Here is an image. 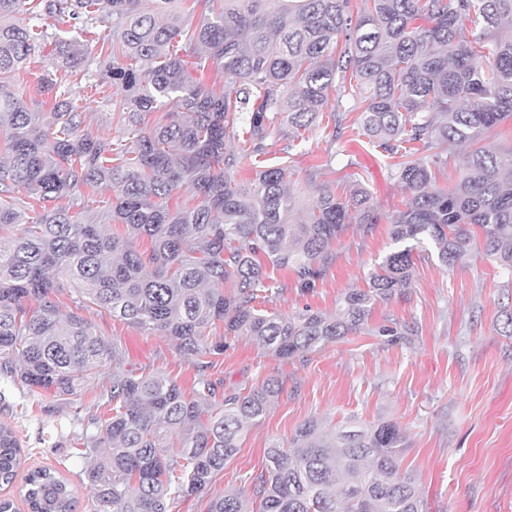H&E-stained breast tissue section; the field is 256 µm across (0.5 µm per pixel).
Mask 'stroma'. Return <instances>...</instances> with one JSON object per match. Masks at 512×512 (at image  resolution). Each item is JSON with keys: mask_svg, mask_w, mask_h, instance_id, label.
Listing matches in <instances>:
<instances>
[{"mask_svg": "<svg viewBox=\"0 0 512 512\" xmlns=\"http://www.w3.org/2000/svg\"><path fill=\"white\" fill-rule=\"evenodd\" d=\"M79 37L92 65L74 89L86 115L84 133L115 137L123 133L112 101L121 85L104 83L94 59L97 36L69 30ZM289 148L293 178L305 195L316 187L340 191L361 181L379 217L371 231L350 227L334 248L336 263L313 291L296 288L293 276L274 268L270 275L283 292L265 303L269 313L291 315L305 308L332 313L340 296L366 285L369 273L394 248L390 217L402 207L405 191L392 159L355 131H345L334 162L323 129L305 141L287 144L270 137L267 155L245 160L242 179L255 169L277 163ZM323 171L308 183L312 166ZM414 277L406 295L378 303L367 331L346 336L309 353L283 360L245 336L220 337L224 352L212 374L225 389H247L270 378L283 387L277 403L247 432L237 455L225 465L207 492L184 498L170 512H206L212 496L235 489L251 495L253 481L265 469L264 452L274 442H288L309 420L329 429L396 423L404 434V459L416 475L425 512H512V269L482 254L447 268L435 248L418 250ZM98 332L120 345L122 369L154 370L191 387L194 360L179 353L164 336L120 321L107 311L86 310ZM415 328L405 338L375 335L382 325ZM107 371L86 381L74 395L53 397L37 390L12 392L0 401V422H8L20 443L21 466L14 483L0 487L17 512H28L21 489L28 471L50 468L66 478L77 500L76 512H99L86 484L84 438L95 431L94 416L107 412Z\"/></svg>", "mask_w": 512, "mask_h": 512, "instance_id": "1", "label": "stroma"}]
</instances>
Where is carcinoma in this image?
Listing matches in <instances>:
<instances>
[{
    "label": "carcinoma",
    "instance_id": "cac0c4a2",
    "mask_svg": "<svg viewBox=\"0 0 512 512\" xmlns=\"http://www.w3.org/2000/svg\"><path fill=\"white\" fill-rule=\"evenodd\" d=\"M177 2L0 0V381L61 397L112 368L106 416L93 419L85 443L102 449L85 468L101 512H169L207 490L246 428L278 401L275 379L226 391L208 373L224 354V343L209 340L217 323L292 359L362 332L377 303L412 287L417 243L433 244L447 267L481 246L512 268V148H476L450 189L435 174L453 148L512 118V0H194L196 21ZM27 13L54 23L18 19ZM77 20L112 31L100 43L111 59L102 75L124 88L112 111L125 115L129 141L81 133L71 78L86 52L60 35ZM468 23L479 29L469 39ZM46 50L55 73L40 79L51 95L44 113L9 79ZM213 70L222 80H209ZM333 92L396 160L408 194L390 220L396 249L336 312L270 314L260 306L280 290L266 264L291 271L308 292L336 263L333 244L350 224L377 223L358 182L306 200L286 160L237 179L243 159L266 154L284 127L293 143L327 115L337 143L344 116L329 105ZM171 101L179 110L148 125ZM244 130L242 146L228 149ZM102 185L112 187L108 219L122 234L72 211ZM290 213L299 222L288 223ZM64 295L196 357L191 389L121 370L117 343L83 315L61 314ZM402 458L393 422L328 431L306 422L288 444L266 449L253 484L258 508L226 490L207 512H423ZM19 465V439L0 423V485ZM24 499L29 512L76 508L69 483L49 468L27 475Z\"/></svg>",
    "mask_w": 512,
    "mask_h": 512
}]
</instances>
